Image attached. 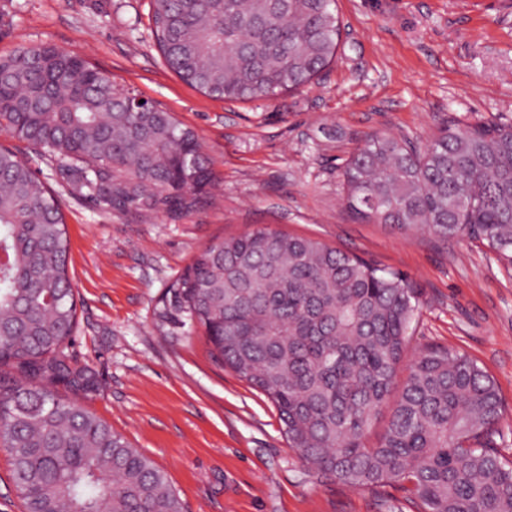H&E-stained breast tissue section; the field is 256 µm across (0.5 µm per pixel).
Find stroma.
I'll list each match as a JSON object with an SVG mask.
<instances>
[{
  "label": "stroma",
  "instance_id": "obj_1",
  "mask_svg": "<svg viewBox=\"0 0 512 512\" xmlns=\"http://www.w3.org/2000/svg\"><path fill=\"white\" fill-rule=\"evenodd\" d=\"M336 10L339 60L314 84L235 101L165 67L149 0H0V56L47 42L86 58L193 130L217 174L205 207L134 220L71 196L53 162L0 129V146L60 198L78 320L68 352L101 384L87 407L167 473L186 512H418L408 485L317 475L271 401L214 362L202 332L155 328L194 254L259 227L406 274L422 291L411 350H459L492 376L495 446L512 459V268L476 241L358 222L342 194L343 167L369 135L422 146L450 120L512 126V0H337Z\"/></svg>",
  "mask_w": 512,
  "mask_h": 512
}]
</instances>
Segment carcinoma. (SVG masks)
Segmentation results:
<instances>
[{"mask_svg": "<svg viewBox=\"0 0 512 512\" xmlns=\"http://www.w3.org/2000/svg\"><path fill=\"white\" fill-rule=\"evenodd\" d=\"M169 69L223 100L273 98L337 60L336 0H151ZM87 59L47 43L0 57V129L53 159L71 194L177 220L215 174L197 134ZM362 221L468 237L512 264V126L442 124L420 150L370 136L342 173ZM0 447L24 512H185L167 475L84 407L93 371L67 354L76 304L55 194L0 147ZM420 290L403 274L314 239L256 228L199 251L155 311L200 327L211 357L275 405L288 447L354 487L408 483L421 512H512V462L492 448L494 380L427 348L390 400ZM380 441L365 443L387 403Z\"/></svg>", "mask_w": 512, "mask_h": 512, "instance_id": "1", "label": "carcinoma"}]
</instances>
